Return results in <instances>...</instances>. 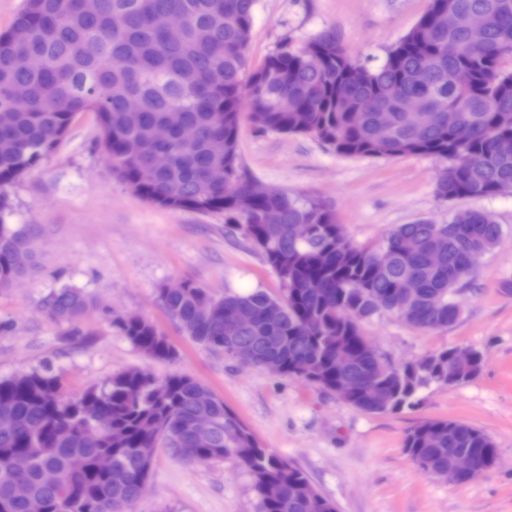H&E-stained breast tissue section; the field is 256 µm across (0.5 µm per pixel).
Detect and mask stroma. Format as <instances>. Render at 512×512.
<instances>
[{"mask_svg":"<svg viewBox=\"0 0 512 512\" xmlns=\"http://www.w3.org/2000/svg\"><path fill=\"white\" fill-rule=\"evenodd\" d=\"M428 0H255L247 56L259 65L282 43L300 47L334 31L352 58L371 65L405 35ZM94 113L78 116L40 165L7 187L9 224H35L37 271L0 290V379L51 363L76 394L140 368L163 378L178 372L208 385L244 421L262 447L300 468L337 512H512V193L446 202L437 198L432 158L336 155L308 136L240 128L245 173L271 189L324 201L347 238L377 242L393 225L448 221L462 209L490 213L503 228L457 296L461 313L447 328L421 332L392 313L363 323L362 333L394 362L458 347L481 351L482 372L468 383L431 386L424 406L371 415L334 392L239 364L183 335L159 301L165 285L190 278L215 295L280 283L257 248L228 233L219 214L173 211L130 191L100 146ZM95 302L73 337L43 308L62 286ZM139 314L177 351L171 361L145 357L112 327ZM427 418L456 419L485 431L499 463L477 480L454 485L417 469L403 453L408 429ZM251 479L233 458L187 464L157 448L149 486L133 512H255Z\"/></svg>","mask_w":512,"mask_h":512,"instance_id":"stroma-1","label":"stroma"}]
</instances>
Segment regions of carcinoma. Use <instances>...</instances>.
I'll list each match as a JSON object with an SVG mask.
<instances>
[{"instance_id":"1","label":"carcinoma","mask_w":512,"mask_h":512,"mask_svg":"<svg viewBox=\"0 0 512 512\" xmlns=\"http://www.w3.org/2000/svg\"><path fill=\"white\" fill-rule=\"evenodd\" d=\"M255 0H24L0 32V288L37 265L33 228L7 224L5 187L37 167L68 133L80 112L95 113L102 147L119 180L142 199L174 211L224 215L229 230L249 239L279 278L282 295L261 289L214 296L190 279L162 288L159 300L181 332L229 357L250 352L257 367L271 359L277 374H301L331 391L338 379L380 389L373 404L364 395L341 396L370 414L415 410L433 384L456 386L475 378L453 366L455 347L415 364L381 361L361 349L360 325L391 312L421 331L458 319L455 295L492 251L502 226L480 211H459L446 223L396 224L373 244L358 246L336 235V215L324 202L282 191L256 197L242 215L236 200L251 195L239 165L242 114L255 133L312 136L334 152L356 157L428 156L440 163L436 194L442 200L490 197L512 190V0H430L413 28L373 66L352 59L333 33L305 46L283 44L257 68L246 49ZM460 18L450 28L442 14ZM178 12L187 27L172 42L153 22ZM481 18L485 41L471 44L469 22ZM454 41V57L442 51ZM31 57L40 66L25 67ZM467 69L471 84L455 85ZM22 87L18 99L12 89ZM140 102L136 112L127 101ZM469 129L465 142L448 130V109ZM431 112L420 125L414 115ZM191 126L197 137L181 139ZM163 127L168 139L159 142ZM167 162L153 167L156 155ZM222 167L229 177L211 179ZM387 262L376 260L379 248ZM28 254L24 266L14 264ZM58 322L79 335L77 323L93 306L83 292L61 287L44 301ZM241 308L249 325L235 324ZM143 355L172 359L173 348L148 319L130 314L113 322ZM163 398L153 394L158 383ZM13 427L0 431V512H27L39 499L45 512H131L139 499L155 448L165 441L188 463L236 458L252 481L256 512H336L307 476L262 447L240 417L204 383L174 373L162 380L131 369L78 395L65 392L49 364L0 379V415ZM213 422L206 433L190 421ZM496 446L483 430L459 420L427 419L410 429L404 453L422 472L448 466L455 453L489 458ZM22 454L23 471L10 465ZM107 454L112 466L97 468Z\"/></svg>"}]
</instances>
